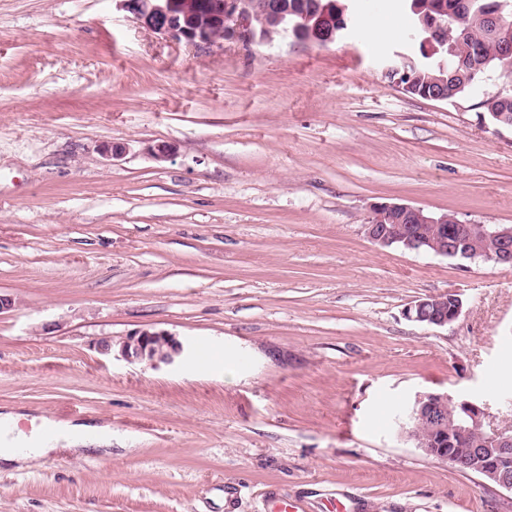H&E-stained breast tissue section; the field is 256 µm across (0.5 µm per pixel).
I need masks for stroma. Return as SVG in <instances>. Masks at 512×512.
Masks as SVG:
<instances>
[{
  "label": "stroma",
  "instance_id": "stroma-1",
  "mask_svg": "<svg viewBox=\"0 0 512 512\" xmlns=\"http://www.w3.org/2000/svg\"><path fill=\"white\" fill-rule=\"evenodd\" d=\"M351 10L326 45L203 51L114 0H0V411L112 429L111 455L1 468L0 512H512L401 429L430 392L512 427V265L364 232L378 202L512 225V128L481 106L500 82L405 94L384 75L416 51L401 0ZM448 293L455 322L405 318ZM140 328L193 353L93 346ZM100 354L127 362H137L156 369L172 366L189 352V347L176 336L165 331L143 328L125 336H103L95 341Z\"/></svg>",
  "mask_w": 512,
  "mask_h": 512
}]
</instances>
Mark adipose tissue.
Wrapping results in <instances>:
<instances>
[{
	"mask_svg": "<svg viewBox=\"0 0 512 512\" xmlns=\"http://www.w3.org/2000/svg\"><path fill=\"white\" fill-rule=\"evenodd\" d=\"M17 421L16 414L0 415V462L28 467L37 461L50 445L62 443L73 449L79 445L108 446L112 443V431L108 428L58 422L51 433L30 438L18 429Z\"/></svg>",
	"mask_w": 512,
	"mask_h": 512,
	"instance_id": "adipose-tissue-1",
	"label": "adipose tissue"
}]
</instances>
